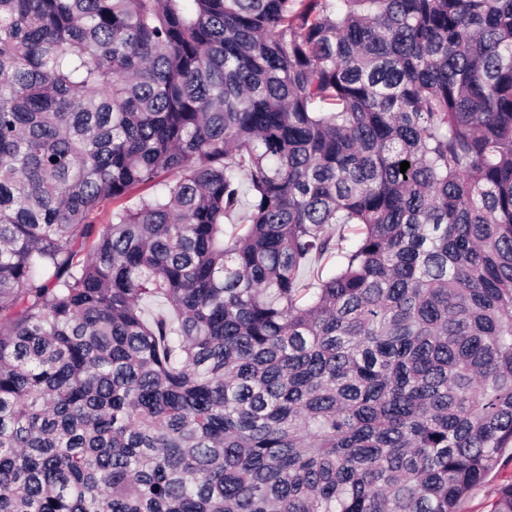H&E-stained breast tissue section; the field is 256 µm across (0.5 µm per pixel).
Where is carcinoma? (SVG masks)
<instances>
[{
  "label": "carcinoma",
  "instance_id": "carcinoma-1",
  "mask_svg": "<svg viewBox=\"0 0 512 512\" xmlns=\"http://www.w3.org/2000/svg\"><path fill=\"white\" fill-rule=\"evenodd\" d=\"M511 447L512 0H0V512H459ZM336 259H328L326 257H313L305 269L301 273L303 284L314 287L317 283V273L322 271L323 276L331 272L335 268Z\"/></svg>",
  "mask_w": 512,
  "mask_h": 512
}]
</instances>
